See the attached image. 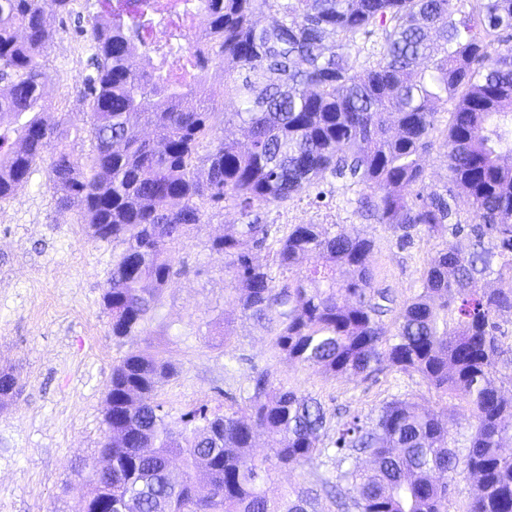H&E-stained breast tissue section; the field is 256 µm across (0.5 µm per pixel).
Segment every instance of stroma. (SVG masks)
<instances>
[{
  "mask_svg": "<svg viewBox=\"0 0 512 512\" xmlns=\"http://www.w3.org/2000/svg\"><path fill=\"white\" fill-rule=\"evenodd\" d=\"M96 11V0H75L72 14L55 16L56 36L42 57L53 85L49 112L77 121L90 43L74 21L89 20ZM49 171V160L38 161L28 181L0 200V369L13 368L20 388L0 411V512H77L79 486L105 436L112 367L135 350L175 367L155 395L174 418L201 404L216 413L247 412L246 392L263 370L274 383L317 398L331 419L342 410L368 414L394 397L431 404V393L414 373L391 367L373 380L333 377L290 361L264 326L228 304L224 261L208 245L225 225L240 223L231 207L209 211L204 224L177 245L174 274L146 334L113 339L103 292L123 246L92 238L77 212L58 207ZM319 188L321 202L269 206L266 222L280 230L321 224L371 238L376 287L390 289L400 303L412 297L435 240L418 234L401 243L394 228L354 213V192L344 181L329 177Z\"/></svg>",
  "mask_w": 512,
  "mask_h": 512,
  "instance_id": "35a3bbf8",
  "label": "stroma"
}]
</instances>
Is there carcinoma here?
Segmentation results:
<instances>
[{
    "mask_svg": "<svg viewBox=\"0 0 512 512\" xmlns=\"http://www.w3.org/2000/svg\"><path fill=\"white\" fill-rule=\"evenodd\" d=\"M89 66L79 100L86 125L44 119L50 75L40 63L53 30L39 0H0V199L27 182L53 150L57 205L76 210L87 233L124 245L103 295L112 337L146 333L173 275L170 253L208 210L231 206L243 222L213 239L232 291L227 302L270 323L288 358L331 376L416 373L437 400L393 398L366 416L346 415L324 441L315 398L260 373L251 413L194 407L172 421L153 401L175 375L171 362L128 353L107 387L106 441L80 512H318L320 493L341 512H448V482L475 477L466 512H512V0H96ZM197 9L207 27L190 37ZM272 22L258 25L260 16ZM169 27L170 43L142 34ZM374 38L361 64L357 39ZM153 53L151 72L137 68ZM224 93L208 90L213 68ZM248 127L241 150L224 126ZM154 137L140 136L138 127ZM91 148L74 155L70 140ZM439 143L450 184L431 190L423 154ZM349 183L363 216L439 239L421 291L387 336L393 302L374 286L372 240L292 224L270 238V205L309 195L325 176ZM273 253L279 274L254 262ZM497 287H487L488 279ZM470 416L455 447L448 394ZM276 463L255 455L257 437ZM323 459L336 475L273 500V467ZM209 491L201 496L198 472Z\"/></svg>",
    "mask_w": 512,
    "mask_h": 512,
    "instance_id": "cac0c4a2",
    "label": "carcinoma"
}]
</instances>
